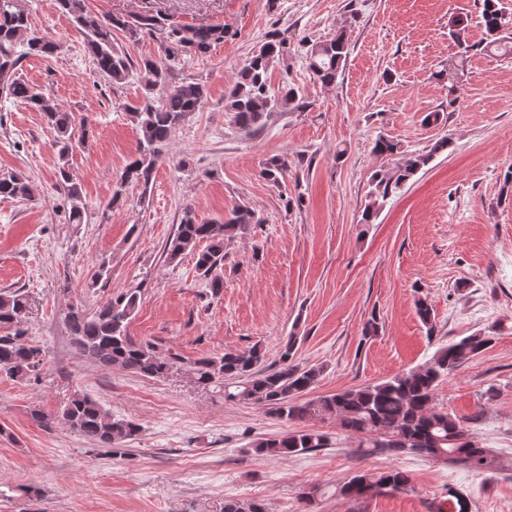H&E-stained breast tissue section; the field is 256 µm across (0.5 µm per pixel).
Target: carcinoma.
<instances>
[{"label":"carcinoma","mask_w":512,"mask_h":512,"mask_svg":"<svg viewBox=\"0 0 512 512\" xmlns=\"http://www.w3.org/2000/svg\"><path fill=\"white\" fill-rule=\"evenodd\" d=\"M59 9L71 17L85 34V44L97 70L114 84H123L137 76L143 102L133 108L132 121L139 131L137 157L126 165L115 189L101 213L102 220L112 209L125 202L126 189L147 185L153 170L166 152L172 133L193 112L200 110L208 96L205 84L175 80L176 68L193 56L203 55L215 43L224 41L223 26H179L166 23L158 12L140 15L132 20L122 16H106L88 21L85 0H57ZM482 23L485 30L484 49L512 57V33L504 32L506 23L499 0H483ZM148 30L160 32L162 55L146 59L139 66L114 45V33L122 32L130 41ZM462 24L452 32L458 43V55L437 72L438 79L448 83V106L458 101L453 74L465 67L471 46ZM59 45L31 30L29 16L19 9L16 0H0V93L17 100L44 115L56 132L60 166L58 187L69 206V223L82 224L86 207L81 185L68 168L74 147H84L87 120H82L80 136H75L76 119L70 112L60 111L37 88L16 77L21 59L29 56L50 57ZM296 48L305 55L307 68L314 82L323 87L336 85L350 52L346 31L320 42L303 36ZM291 42L281 32L267 33L265 41L246 59L234 83L225 91L224 110L235 126L249 131L261 130L271 113L280 108L303 111L308 102L302 90L286 80L274 86L270 73L277 64L288 62ZM448 148V138L438 139L426 153H407L394 138L378 137L372 152L394 160L393 166L374 173L371 189L361 214L360 223L372 224L389 198L397 194L434 155ZM288 157L272 156L265 162L263 176L276 186L288 177ZM39 190L28 177L16 172H0V197L35 201ZM259 223L248 207H238L230 217L217 224L199 220L187 208L175 233L167 240V260L177 261L182 255L196 253L195 268L211 294L224 289L225 248L238 238L250 234ZM207 242L205 248L197 246ZM137 292L123 291L89 313L78 305L70 307L66 317L76 349L93 363L110 368L120 365L143 377L161 379L172 369L177 356L164 357L149 343L135 342L127 332L139 306ZM28 299L17 291L0 293V327L15 329L14 335L0 336V374L9 378H32L38 375L43 362V349L23 341L19 325L27 314ZM491 339L482 335L465 336L440 346L423 365L387 380L359 388H351L328 396L303 399L315 389L322 372L320 367L302 368L290 360L296 337L284 344L281 364L265 367L264 354L253 346L244 351H229L220 357H202L195 362L198 383L220 388L227 401L262 403L287 423L301 422L313 415L336 419L341 430L351 437L385 435L387 439L375 447L393 453L422 455L434 460L461 463L483 469L488 463L487 450L468 440L460 419L436 404V390L442 380L464 362L476 356ZM61 424L93 444L112 448L135 437L139 425L129 419L115 418L93 398L74 393L61 407ZM328 446V436L312 430H288L274 439H259L252 444L256 451L272 457H288ZM409 477L402 471H359L339 487V494L362 498L383 490L402 491Z\"/></svg>","instance_id":"1"}]
</instances>
